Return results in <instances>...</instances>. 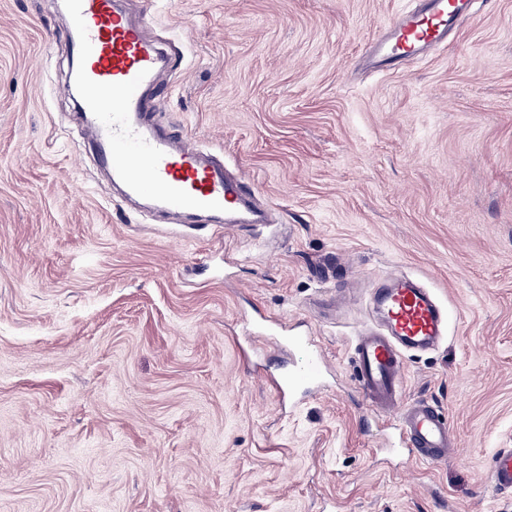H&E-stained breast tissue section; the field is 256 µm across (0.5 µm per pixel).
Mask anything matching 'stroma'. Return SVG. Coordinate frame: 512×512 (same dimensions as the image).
<instances>
[{"label":"stroma","mask_w":512,"mask_h":512,"mask_svg":"<svg viewBox=\"0 0 512 512\" xmlns=\"http://www.w3.org/2000/svg\"><path fill=\"white\" fill-rule=\"evenodd\" d=\"M61 0H0V512H512V0L372 72L413 0H151L181 59L156 116L222 148L276 209L201 230L117 201L55 87ZM418 277L448 311L403 401L458 452L386 461L351 347L374 288ZM304 324L319 394L280 397L250 341ZM488 481L497 490L512 491V448H501L493 456Z\"/></svg>","instance_id":"obj_1"}]
</instances>
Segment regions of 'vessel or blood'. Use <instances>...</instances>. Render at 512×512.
Instances as JSON below:
<instances>
[{
  "instance_id": "obj_1",
  "label": "vessel or blood",
  "mask_w": 512,
  "mask_h": 512,
  "mask_svg": "<svg viewBox=\"0 0 512 512\" xmlns=\"http://www.w3.org/2000/svg\"><path fill=\"white\" fill-rule=\"evenodd\" d=\"M74 23L70 51L80 64L59 83L65 96L80 93L82 137L98 164L131 197H149L155 209L176 210L208 224L235 217L252 222L256 203L247 181L227 175L224 163L155 123L153 110L160 69L170 61L164 43L131 20L121 0H65ZM472 0H419L371 52L372 65L386 68L447 41L468 15ZM386 332L361 330L354 348V381L376 412L396 415L400 446L416 459L447 461L456 451L448 419L425 399L401 401L404 352L437 346L446 336L448 317L434 295L403 275H391L377 289ZM281 337V336H280ZM290 351L288 368L274 384L286 393L313 385L326 358L307 336L281 337ZM488 481L512 491V448L492 458Z\"/></svg>"
}]
</instances>
